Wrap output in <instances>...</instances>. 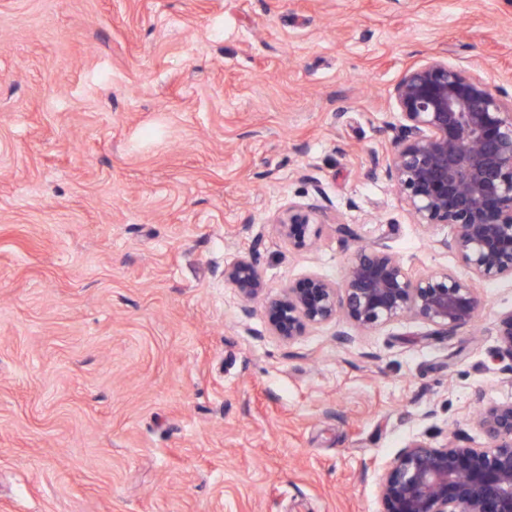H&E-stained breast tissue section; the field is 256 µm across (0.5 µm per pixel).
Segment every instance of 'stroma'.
Wrapping results in <instances>:
<instances>
[{"label": "stroma", "mask_w": 512, "mask_h": 512, "mask_svg": "<svg viewBox=\"0 0 512 512\" xmlns=\"http://www.w3.org/2000/svg\"><path fill=\"white\" fill-rule=\"evenodd\" d=\"M431 55L512 88V0H0V512H383L409 441H480L512 279L475 327L346 345L224 281L252 251L269 293L338 282L375 242L465 276L371 175ZM318 213L316 208L301 202H289L284 210V217L279 221L281 231L297 248H308L314 244L317 235L315 226Z\"/></svg>", "instance_id": "stroma-1"}]
</instances>
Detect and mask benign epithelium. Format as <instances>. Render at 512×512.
<instances>
[{
  "mask_svg": "<svg viewBox=\"0 0 512 512\" xmlns=\"http://www.w3.org/2000/svg\"><path fill=\"white\" fill-rule=\"evenodd\" d=\"M392 98L399 120L373 176L389 181L414 223L448 227L441 245L468 277L412 274L386 245L354 251L341 282L308 273L270 297L248 253L224 267V282L250 302L265 301L269 333L293 341L308 329L346 322L372 331L401 318L450 336L474 324L479 284L512 279V94L472 70L432 55L405 69ZM318 211L290 202L279 221L297 248L317 235ZM493 361L512 373V312L501 317ZM486 439L412 440L385 464L377 485L384 512H512V401L474 418Z\"/></svg>",
  "mask_w": 512,
  "mask_h": 512,
  "instance_id": "7a95c632",
  "label": "benign epithelium"
}]
</instances>
